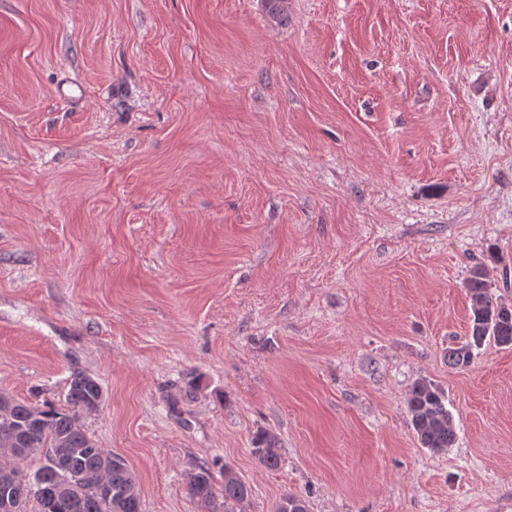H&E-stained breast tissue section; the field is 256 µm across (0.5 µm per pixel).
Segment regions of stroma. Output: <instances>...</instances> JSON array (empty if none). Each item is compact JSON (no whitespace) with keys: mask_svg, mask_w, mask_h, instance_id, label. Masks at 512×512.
<instances>
[{"mask_svg":"<svg viewBox=\"0 0 512 512\" xmlns=\"http://www.w3.org/2000/svg\"><path fill=\"white\" fill-rule=\"evenodd\" d=\"M477 265L512 304V0H0V392L93 375L142 512L225 465L234 512H512V348L448 365ZM446 401L445 393L424 378L412 385L406 399L407 416L417 441L436 454L446 451L456 439ZM252 444V453L259 462L269 468L278 466L280 453L275 436L269 432H260L254 437Z\"/></svg>","mask_w":512,"mask_h":512,"instance_id":"35a3bbf8","label":"stroma"}]
</instances>
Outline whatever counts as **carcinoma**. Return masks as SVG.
Listing matches in <instances>:
<instances>
[{"mask_svg":"<svg viewBox=\"0 0 512 512\" xmlns=\"http://www.w3.org/2000/svg\"><path fill=\"white\" fill-rule=\"evenodd\" d=\"M470 300V318L464 341L448 348V364L469 367L474 351L485 342L512 348V305L494 297L484 267L477 266L464 285ZM4 413L0 418V443L13 442L20 455H38L43 463L32 475L33 488L21 499L15 512H27L35 501L36 512H141L140 493L133 471L117 455L98 447L80 424L77 414L100 408L104 395L99 382L81 371L71 374L66 408L49 403L33 404L0 393ZM445 393L427 379L417 380L409 390L406 410L420 446L439 454L456 439L453 417ZM253 455L263 465L278 466L277 439L260 432L253 439ZM24 471L14 460L0 463V495L14 488ZM216 485L209 470L190 472L188 495L202 512H230V506L245 501L249 486L230 467Z\"/></svg>","mask_w":512,"mask_h":512,"instance_id":"cac0c4a2","label":"carcinoma"}]
</instances>
